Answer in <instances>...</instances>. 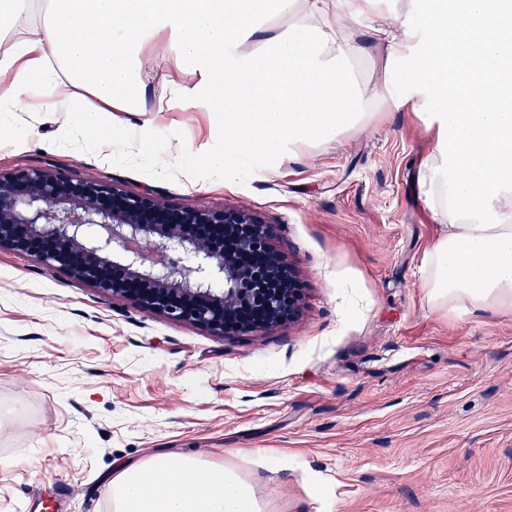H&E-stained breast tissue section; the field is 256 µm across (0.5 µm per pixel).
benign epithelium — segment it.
<instances>
[{"label":"benign epithelium","instance_id":"7a95c632","mask_svg":"<svg viewBox=\"0 0 512 512\" xmlns=\"http://www.w3.org/2000/svg\"><path fill=\"white\" fill-rule=\"evenodd\" d=\"M91 226L98 232L90 238ZM1 250L217 336L291 319L301 298L259 220L234 209L165 204L49 168L0 171ZM188 257L191 278L183 272ZM216 280L224 287H213Z\"/></svg>","mask_w":512,"mask_h":512}]
</instances>
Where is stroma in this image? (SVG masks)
<instances>
[{
	"mask_svg": "<svg viewBox=\"0 0 512 512\" xmlns=\"http://www.w3.org/2000/svg\"><path fill=\"white\" fill-rule=\"evenodd\" d=\"M376 18L343 20L372 99L363 129L253 155L159 34L140 111L61 141V99L0 101V170L51 168L267 224L302 284L292 321L215 336L0 251V512H112L117 466L195 456L254 481L268 512H512V314L430 311L441 228L419 197L434 140L402 95ZM110 142L111 158L97 150ZM235 140L234 181L211 167ZM277 458L257 468L252 452ZM323 488L312 496L311 480Z\"/></svg>",
	"mask_w": 512,
	"mask_h": 512,
	"instance_id": "1",
	"label": "stroma"
}]
</instances>
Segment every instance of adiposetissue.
<instances>
[{
    "instance_id": "ef3b65f1",
    "label": "adipose tissue",
    "mask_w": 512,
    "mask_h": 512,
    "mask_svg": "<svg viewBox=\"0 0 512 512\" xmlns=\"http://www.w3.org/2000/svg\"><path fill=\"white\" fill-rule=\"evenodd\" d=\"M380 0H0V99L22 104L38 88L64 98L85 128L76 90L101 102L104 117L126 111L145 89L141 50L160 32L197 98L228 127L258 130L266 149L314 134L332 141L360 129L367 102L355 92L358 47L339 35L341 14L377 11ZM40 7L41 22L17 29ZM319 15L320 25L298 22ZM271 15L292 18L267 50H243ZM420 29L388 42L399 79L427 106L435 149L417 185L443 225L425 257L434 312L512 313V0H420ZM422 35L427 50L414 54ZM250 111H240L241 102ZM112 512H268L253 484L231 467L157 455L115 472Z\"/></svg>"
}]
</instances>
